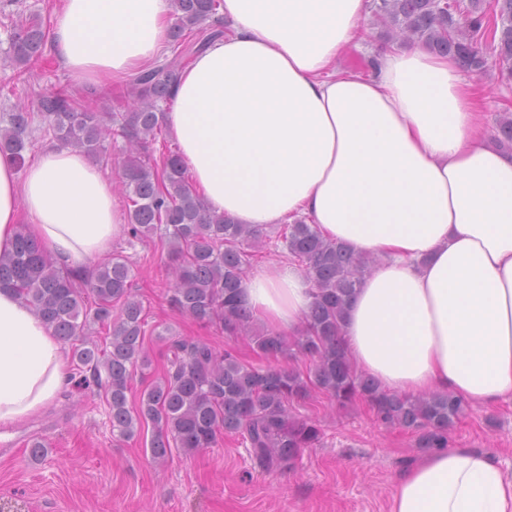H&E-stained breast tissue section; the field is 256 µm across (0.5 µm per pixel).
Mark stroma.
I'll return each instance as SVG.
<instances>
[{
  "mask_svg": "<svg viewBox=\"0 0 512 512\" xmlns=\"http://www.w3.org/2000/svg\"><path fill=\"white\" fill-rule=\"evenodd\" d=\"M361 41L344 64L366 69L377 49L388 46L386 27L367 14ZM8 35L0 26V114L35 104L49 89L74 90L58 61L23 71L6 62ZM482 119L488 132L512 111V80L489 68ZM113 253L126 258L134 293L146 312V350L152 361L134 379L130 405H138L148 383L163 370L166 337L185 336L219 350H234L251 364H264L244 337L201 326L166 298L168 249L158 240L121 239ZM323 431L320 445L306 449L293 470L263 471L237 436H220L214 447L186 454L172 451L153 462L145 442L151 429L131 440L112 432L108 406L96 387H70L57 403L0 435V512H391L395 478L424 454L417 434L377 421L366 401L342 407L321 393L298 408ZM41 442L46 453L31 459ZM458 448L486 450L512 471V402L493 407L468 404L449 433Z\"/></svg>",
  "mask_w": 512,
  "mask_h": 512,
  "instance_id": "stroma-1",
  "label": "stroma"
}]
</instances>
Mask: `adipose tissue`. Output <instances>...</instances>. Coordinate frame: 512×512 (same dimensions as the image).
I'll use <instances>...</instances> for the list:
<instances>
[{
	"mask_svg": "<svg viewBox=\"0 0 512 512\" xmlns=\"http://www.w3.org/2000/svg\"><path fill=\"white\" fill-rule=\"evenodd\" d=\"M368 0H222L231 31L181 71L163 122L209 213L276 226L303 217L376 256L345 312L353 367L406 396L512 400V151L478 120L479 80L423 46L370 72L339 65ZM171 0H62L52 55L76 84H121L167 47ZM126 213L86 154L0 155V254L26 231L57 265L91 274ZM315 289L270 263L243 281L257 323L298 335ZM71 383L64 342L0 290V428ZM391 512H512V478L472 448H440L400 473Z\"/></svg>",
	"mask_w": 512,
	"mask_h": 512,
	"instance_id": "adipose-tissue-1",
	"label": "adipose tissue"
}]
</instances>
